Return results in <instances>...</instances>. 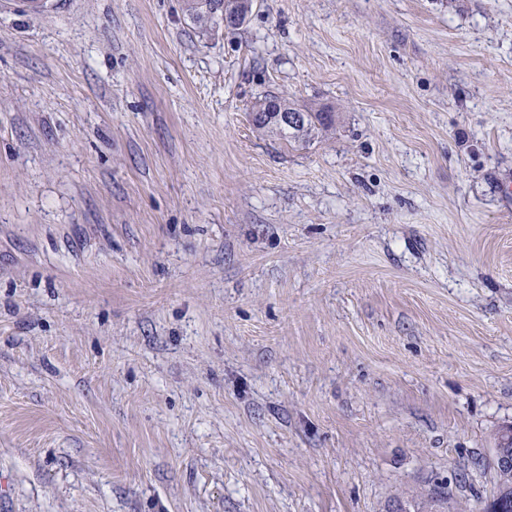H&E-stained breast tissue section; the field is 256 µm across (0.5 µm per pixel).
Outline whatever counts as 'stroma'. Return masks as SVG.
<instances>
[{"instance_id":"1","label":"stroma","mask_w":512,"mask_h":512,"mask_svg":"<svg viewBox=\"0 0 512 512\" xmlns=\"http://www.w3.org/2000/svg\"><path fill=\"white\" fill-rule=\"evenodd\" d=\"M508 183L512 0L0 7V512H477ZM215 1H222L226 9L243 15L252 11V0H186V11L201 26L216 24V17L221 12L216 9ZM276 101L282 102L288 105L281 106L276 112H267V123L262 127H255L256 129L266 131L272 135L291 138L295 142L300 140H306L313 132L328 129L333 124V113L325 110H313V109H298L292 107L288 99L275 96L266 95L263 98L258 99L252 106L251 112H260L265 108L276 106ZM288 110H298L301 113L300 123L295 126H288L281 124L276 119V113L279 112V120L282 123L293 125L297 116L293 113H288Z\"/></svg>"}]
</instances>
